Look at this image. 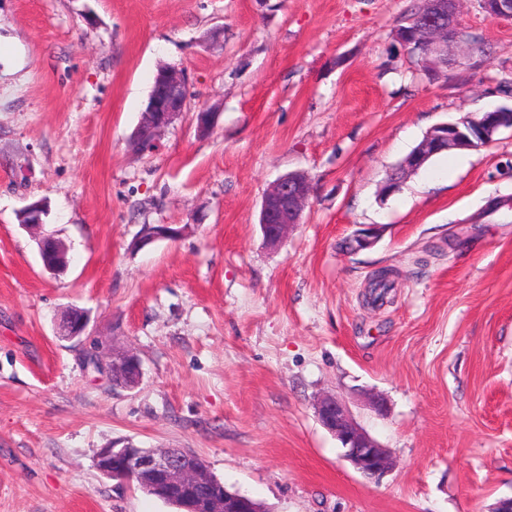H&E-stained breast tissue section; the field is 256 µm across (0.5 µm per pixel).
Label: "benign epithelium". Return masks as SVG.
<instances>
[{"label": "benign epithelium", "instance_id": "7a95c632", "mask_svg": "<svg viewBox=\"0 0 512 512\" xmlns=\"http://www.w3.org/2000/svg\"><path fill=\"white\" fill-rule=\"evenodd\" d=\"M486 16L494 21H512V0H480ZM459 0H431V10L409 31H396L405 47L416 44L421 49L422 66L448 45V31L456 27ZM190 97L189 86L179 70L161 68L154 80L148 104L134 135L133 143L146 148L184 112ZM220 113L201 109L195 115L198 133L206 134L217 124ZM512 130V108L498 107L481 115H467L455 122L439 123L426 132L416 150L403 163V169L415 171L431 157L451 149L471 150L486 147L503 130ZM311 186L301 172H290L279 178L262 199L259 224L267 244L280 245L297 223L308 203ZM43 208L37 203L20 212L21 227L42 228ZM183 228L169 224L144 225L139 244L145 246L158 239L176 240ZM378 237L377 227L367 224L347 242V249L360 251L371 247ZM43 269L54 275L64 273L68 265V249L51 235L38 237ZM88 326L87 312L75 309L66 323L67 338H81ZM87 363L103 367L112 382L124 388L137 387L142 379V363L137 354L123 351L102 363L91 354ZM320 424L341 443L345 458L368 478H380L392 466L388 451L381 447L351 418L346 407L333 396L320 398L315 406ZM97 470L107 477L132 480L139 488L179 503L181 512H267L264 505L239 493L212 489L214 481L207 466L197 456L181 448H143L126 441L123 445L101 448L95 456Z\"/></svg>", "mask_w": 512, "mask_h": 512}]
</instances>
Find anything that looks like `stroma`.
Wrapping results in <instances>:
<instances>
[{
	"mask_svg": "<svg viewBox=\"0 0 512 512\" xmlns=\"http://www.w3.org/2000/svg\"><path fill=\"white\" fill-rule=\"evenodd\" d=\"M418 0H0V512H176L94 466L182 448L271 512H491L512 496V132L390 175L434 125L512 105V22L463 0L448 64L395 37ZM219 39H212L213 30ZM191 93L130 144L160 67ZM214 106L198 134L192 111ZM312 186L276 249L262 198ZM69 249L43 271L19 225ZM146 224L180 239L142 249ZM365 224L373 247L346 252ZM391 268L384 302L372 274ZM87 334L61 336L66 309ZM130 349L127 390L87 355ZM334 395L393 458L363 477L320 425ZM387 404L386 414L371 407Z\"/></svg>",
	"mask_w": 512,
	"mask_h": 512,
	"instance_id": "stroma-1",
	"label": "stroma"
}]
</instances>
